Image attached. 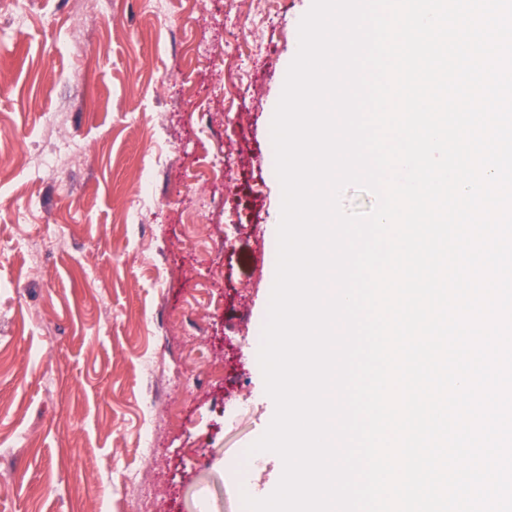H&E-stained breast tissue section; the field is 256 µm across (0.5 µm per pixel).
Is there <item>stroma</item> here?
<instances>
[{"label": "stroma", "mask_w": 512, "mask_h": 512, "mask_svg": "<svg viewBox=\"0 0 512 512\" xmlns=\"http://www.w3.org/2000/svg\"><path fill=\"white\" fill-rule=\"evenodd\" d=\"M311 5L0 10V512H140L147 493L156 512H243L242 494L268 495L280 457L244 484L225 463L273 416L257 342L282 200L271 123ZM64 136L84 156L34 168Z\"/></svg>", "instance_id": "35a3bbf8"}]
</instances>
